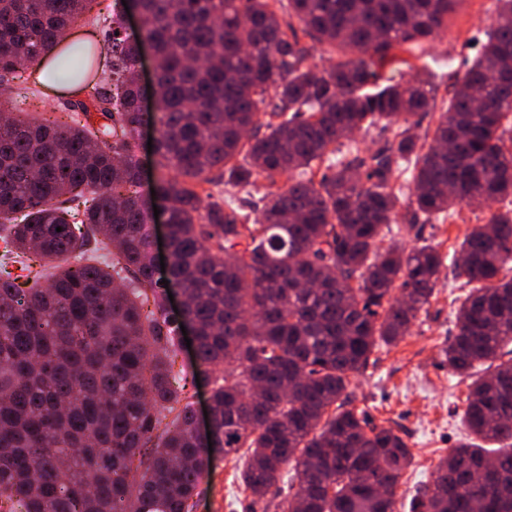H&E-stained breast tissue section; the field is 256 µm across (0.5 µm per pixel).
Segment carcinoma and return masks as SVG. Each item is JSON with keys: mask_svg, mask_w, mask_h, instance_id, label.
<instances>
[{"mask_svg": "<svg viewBox=\"0 0 512 512\" xmlns=\"http://www.w3.org/2000/svg\"><path fill=\"white\" fill-rule=\"evenodd\" d=\"M97 0H0V512H194L219 455L246 449L245 512L296 484L277 512H396L412 452L345 408L350 375L427 311L444 258L385 244L394 224L489 216L451 263L470 285L441 353L478 365L464 442L435 465L410 512H512V0L436 109L422 78L370 92L381 70L433 43L461 0H132L97 13V43L58 47ZM346 59L307 63L298 32ZM158 60L155 195L139 191L137 63ZM42 65L84 102L26 111ZM378 132L374 150L350 143ZM326 164L317 174L315 163ZM259 195L256 216L203 204L195 180ZM290 174L288 187L276 177ZM265 183H259V180ZM411 191L404 202V189ZM499 207L494 209L492 204ZM168 213V285L145 224ZM62 231H56V228ZM185 296L180 316L167 288ZM190 327L211 391V443L181 370Z\"/></svg>", "mask_w": 512, "mask_h": 512, "instance_id": "cac0c4a2", "label": "carcinoma"}]
</instances>
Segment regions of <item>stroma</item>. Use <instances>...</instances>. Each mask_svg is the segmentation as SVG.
Here are the masks:
<instances>
[{
    "label": "stroma",
    "mask_w": 512,
    "mask_h": 512,
    "mask_svg": "<svg viewBox=\"0 0 512 512\" xmlns=\"http://www.w3.org/2000/svg\"><path fill=\"white\" fill-rule=\"evenodd\" d=\"M494 19L493 0H460L448 15L443 40L433 49H417V68L405 71V78L419 74L439 90H449L450 73L474 57ZM485 218V210L465 207L458 218L443 224L404 225L394 230L393 237L398 246L407 249L425 239L448 254ZM465 293L451 268H442L428 311L418 316L402 341L379 346L367 367L351 377L349 408L399 431L414 455L397 489V501L403 506L409 504L419 484L430 481L439 458L469 438L462 418L468 380L454 374L441 356L444 341L455 330L457 300ZM242 465L239 457L217 460L211 476L200 485L197 512H243L245 494L236 478Z\"/></svg>",
    "instance_id": "stroma-1"
}]
</instances>
